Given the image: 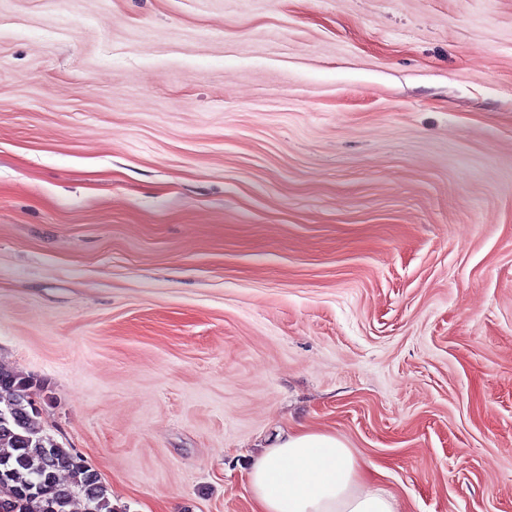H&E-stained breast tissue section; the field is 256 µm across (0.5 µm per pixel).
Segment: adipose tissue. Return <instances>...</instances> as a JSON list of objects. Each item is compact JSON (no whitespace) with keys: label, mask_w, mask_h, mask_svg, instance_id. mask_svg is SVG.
Instances as JSON below:
<instances>
[{"label":"adipose tissue","mask_w":512,"mask_h":512,"mask_svg":"<svg viewBox=\"0 0 512 512\" xmlns=\"http://www.w3.org/2000/svg\"><path fill=\"white\" fill-rule=\"evenodd\" d=\"M253 512H397L336 433L299 428L265 449L249 472Z\"/></svg>","instance_id":"obj_1"}]
</instances>
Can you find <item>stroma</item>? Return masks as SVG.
Masks as SVG:
<instances>
[{
	"label": "stroma",
	"instance_id": "35a3bbf8",
	"mask_svg": "<svg viewBox=\"0 0 512 512\" xmlns=\"http://www.w3.org/2000/svg\"><path fill=\"white\" fill-rule=\"evenodd\" d=\"M0 365L117 512H512V0H0ZM253 512H397L354 448L336 433L299 428L266 448L249 472Z\"/></svg>",
	"mask_w": 512,
	"mask_h": 512
}]
</instances>
